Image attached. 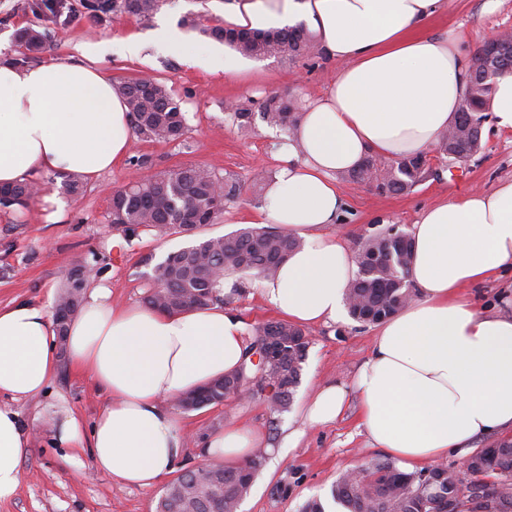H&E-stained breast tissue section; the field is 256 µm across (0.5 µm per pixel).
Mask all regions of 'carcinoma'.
Here are the masks:
<instances>
[{
	"mask_svg": "<svg viewBox=\"0 0 512 512\" xmlns=\"http://www.w3.org/2000/svg\"><path fill=\"white\" fill-rule=\"evenodd\" d=\"M161 0H85L83 7L101 18L110 14L148 17L160 8ZM67 8L65 0H24L21 9L39 15L45 11L60 13ZM230 29L215 25L204 29L211 39L224 43L245 57L263 60L287 55L309 57L316 49L314 36L302 22L282 28H255L238 31L240 39L226 38ZM48 34L28 27L18 34L19 55L12 59L17 67H25L33 54L44 49ZM512 74V42L503 43L489 55L484 48L474 56L469 71L467 91L448 132L439 136L436 149L450 164L462 163L480 154L483 141L474 134V126L487 120V110L494 93V80ZM128 106L134 132L159 142L181 140L187 132L185 114L172 90L157 79L135 78L115 86ZM261 119L270 127L293 133L300 116L296 102L277 95L266 97L259 105ZM437 174L422 155L392 160L381 168L376 158L366 159L358 168L344 174L347 182H366L377 190L405 194ZM216 176L207 168L189 166L168 173L145 176L139 182L117 189L112 195L111 222L132 233L154 236L176 233L194 236L197 230L217 224L224 216L227 202L240 192L236 184L215 190ZM41 193L34 181H24L0 188V205L30 208ZM391 228L367 235L355 254L357 272L346 289L350 317L363 325L376 324L402 310L414 293L409 288L412 261V237L404 233L399 240ZM299 246V240L276 228L241 227L223 236L194 241L188 247L170 253L158 263L151 280L162 290L150 289L145 303L164 311L201 309L227 300L224 281L233 275L256 278L274 275L279 265ZM90 275L72 267L63 277L62 292L56 302L54 318L65 328L69 316L79 308ZM280 336L275 367L288 388L274 392L270 399L273 410L287 408L300 383L301 371L308 355L309 341L296 343L305 336L297 325L271 321L255 328L247 341L244 359L232 374L209 386L207 396L193 409L219 406L227 400L239 381L255 380L260 365L249 358L264 343L269 329ZM264 456L258 452L238 468L210 465L186 476L187 483L167 493L157 502L156 512H213L206 507L207 492L220 496L223 512H237L248 494ZM512 437H500L492 447L484 448L468 458L462 475L445 465L430 466L416 473H405L389 459L374 461L358 481L344 473L331 488L332 498L343 512H444L448 501L456 512H512Z\"/></svg>",
	"mask_w": 512,
	"mask_h": 512,
	"instance_id": "carcinoma-1",
	"label": "carcinoma"
}]
</instances>
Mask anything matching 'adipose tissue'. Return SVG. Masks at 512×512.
Returning a JSON list of instances; mask_svg holds the SVG:
<instances>
[{"label": "adipose tissue", "mask_w": 512, "mask_h": 512, "mask_svg": "<svg viewBox=\"0 0 512 512\" xmlns=\"http://www.w3.org/2000/svg\"><path fill=\"white\" fill-rule=\"evenodd\" d=\"M447 0H229V28L276 27L305 18L339 68L326 95L309 104L277 153L280 169L265 191L260 219L301 241L276 275L260 282L262 300L298 325L337 322L356 274L337 233L345 206L339 175L370 155L398 159L435 145L466 91L471 61L453 34L429 35ZM105 43L79 46V59L19 69L0 61V185L40 173L92 180L131 146L126 105L95 59ZM411 236L415 299L377 324L353 384L319 385L304 420L336 421L356 395L373 447L413 472L481 437L512 433V312L478 307L474 288L512 269V181L471 191L420 215ZM110 291L90 289L71 321L66 351L109 401L91 426L71 413L56 427L63 448L88 449L97 471L122 486L149 488L169 475L182 441L166 399L197 390L242 363L246 326L216 304L168 313L113 308ZM58 365L47 306L0 308V395L35 397ZM29 432L0 407V502L13 498ZM263 442L232 423L206 438L203 456L236 467Z\"/></svg>", "instance_id": "obj_1"}]
</instances>
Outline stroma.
I'll list each match as a JSON object with an SVG mask.
<instances>
[{"label":"stroma","mask_w":512,"mask_h":512,"mask_svg":"<svg viewBox=\"0 0 512 512\" xmlns=\"http://www.w3.org/2000/svg\"><path fill=\"white\" fill-rule=\"evenodd\" d=\"M18 3L0 0L1 60L16 56L15 36L27 26L50 33V47L40 56L44 62L77 56L78 46L86 41L115 42L136 33L144 43L140 58L132 60L115 52L103 58L101 68L116 84L143 74L165 82L181 102L188 131L182 140L171 143L133 137L129 157L85 182L79 196L64 189L62 175H40L46 195L66 204L62 223H46L43 212L35 208H0V307L20 299L46 301L49 288L60 287L64 274L77 263L101 269L99 282L111 289L113 306L142 304L153 267L191 240L180 234L130 237L111 223L112 192L126 182L131 158L147 157L151 174L204 166L224 181L240 185L239 199L227 205L220 223L202 227L199 235L209 238L232 232L256 221L260 202L252 194L251 178L257 168L275 169L274 157L288 136L258 118L249 129L238 130L227 102L255 108L278 94L304 103L325 94L336 74V62L319 52L298 59L244 57L232 72L212 67V59L230 55L231 49L204 35L202 29L223 23L224 0H163L159 10L147 17L118 14L101 20L90 18L80 0H67L69 11L61 16L48 12L36 16L20 10ZM168 26L182 35L181 51L171 49L164 34ZM503 28L512 29V0H498L493 8L487 0H450L426 31L459 34L466 53L473 54L488 35ZM483 140L486 147L481 154L452 170H441L439 177L408 194L382 195L369 186L341 182L346 203L342 229L350 248L376 232V219L407 232L421 211L441 200L472 190L489 193L500 182L512 180V132L496 133L487 127ZM228 307L251 328L277 318L260 297L256 282L249 279ZM305 332L308 356L286 411L271 413L266 397L258 395L243 401L231 398L218 407L174 412L183 438L177 465L181 471L203 463V441L227 423H244L265 435L269 452L237 512H300L310 498L329 501L330 489L342 473L382 455L369 445L356 404H349L336 422L325 426L310 427L303 419V408L321 382L352 383L370 351L372 326L349 318L309 326ZM105 404L104 394L65 358L43 394L16 403L31 437L18 491L0 503V512H156L162 486H120L94 471L88 450L52 443L63 411L88 423ZM297 430L302 433L297 447L287 457L277 458L276 449ZM277 485L285 486L286 494H275Z\"/></svg>","instance_id":"obj_1"}]
</instances>
